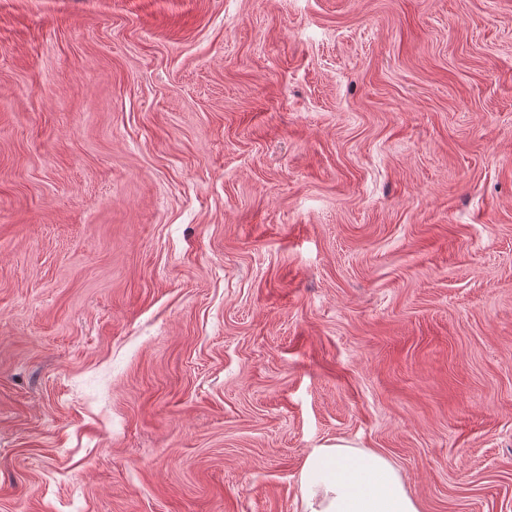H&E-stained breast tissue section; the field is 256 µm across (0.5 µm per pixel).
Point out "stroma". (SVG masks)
Returning <instances> with one entry per match:
<instances>
[{"instance_id":"stroma-1","label":"stroma","mask_w":512,"mask_h":512,"mask_svg":"<svg viewBox=\"0 0 512 512\" xmlns=\"http://www.w3.org/2000/svg\"><path fill=\"white\" fill-rule=\"evenodd\" d=\"M339 440L512 512V0H0V512Z\"/></svg>"}]
</instances>
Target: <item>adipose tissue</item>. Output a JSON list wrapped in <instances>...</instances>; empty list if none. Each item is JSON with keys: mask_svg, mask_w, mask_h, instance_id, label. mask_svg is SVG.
<instances>
[{"mask_svg": "<svg viewBox=\"0 0 512 512\" xmlns=\"http://www.w3.org/2000/svg\"><path fill=\"white\" fill-rule=\"evenodd\" d=\"M300 488L302 512H420L389 459L346 441L309 453Z\"/></svg>", "mask_w": 512, "mask_h": 512, "instance_id": "ef3b65f1", "label": "adipose tissue"}]
</instances>
